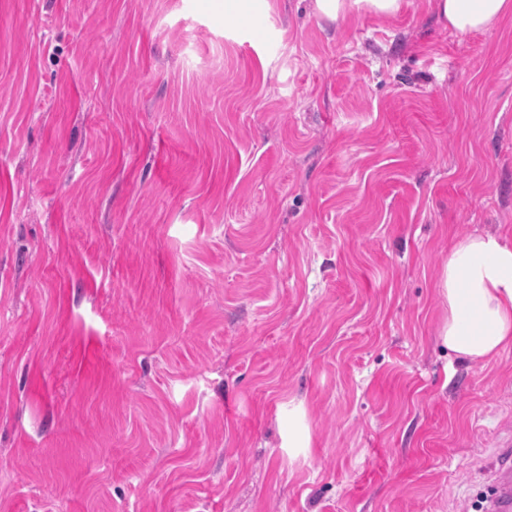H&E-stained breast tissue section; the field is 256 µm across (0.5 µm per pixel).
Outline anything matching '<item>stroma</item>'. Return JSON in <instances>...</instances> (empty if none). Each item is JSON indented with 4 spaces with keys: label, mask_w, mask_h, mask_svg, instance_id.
Returning a JSON list of instances; mask_svg holds the SVG:
<instances>
[{
    "label": "stroma",
    "mask_w": 512,
    "mask_h": 512,
    "mask_svg": "<svg viewBox=\"0 0 512 512\" xmlns=\"http://www.w3.org/2000/svg\"><path fill=\"white\" fill-rule=\"evenodd\" d=\"M0 0V512H474L512 348L436 336L512 232V16Z\"/></svg>",
    "instance_id": "1"
}]
</instances>
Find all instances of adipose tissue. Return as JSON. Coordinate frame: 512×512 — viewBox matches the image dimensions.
Instances as JSON below:
<instances>
[{
	"label": "adipose tissue",
	"instance_id": "1",
	"mask_svg": "<svg viewBox=\"0 0 512 512\" xmlns=\"http://www.w3.org/2000/svg\"><path fill=\"white\" fill-rule=\"evenodd\" d=\"M400 8L401 0H312L314 14L331 21L353 12L389 17ZM434 11L444 26L465 35L512 15V0H434ZM437 288L448 312L438 338L456 358L487 362L512 347V236L454 239Z\"/></svg>",
	"mask_w": 512,
	"mask_h": 512
}]
</instances>
